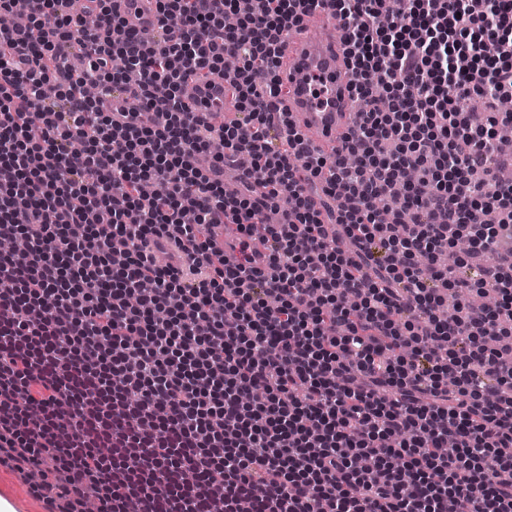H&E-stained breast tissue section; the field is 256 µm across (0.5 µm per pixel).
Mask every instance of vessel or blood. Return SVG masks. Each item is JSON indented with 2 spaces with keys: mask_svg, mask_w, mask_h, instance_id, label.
Segmentation results:
<instances>
[{
  "mask_svg": "<svg viewBox=\"0 0 512 512\" xmlns=\"http://www.w3.org/2000/svg\"><path fill=\"white\" fill-rule=\"evenodd\" d=\"M112 10L144 37L154 34L155 0H113ZM316 21L327 28L319 38L310 33ZM283 52L278 75L288 87L289 118L296 128L312 136L316 149L334 156L355 119L340 19L330 9L317 7L302 24L288 30ZM229 98L223 78L211 76L194 93L191 114L195 119L209 121L211 112H225Z\"/></svg>",
  "mask_w": 512,
  "mask_h": 512,
  "instance_id": "1",
  "label": "vessel or blood"
}]
</instances>
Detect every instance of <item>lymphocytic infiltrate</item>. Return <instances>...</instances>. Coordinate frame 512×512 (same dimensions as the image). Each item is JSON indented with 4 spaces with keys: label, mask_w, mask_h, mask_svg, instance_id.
<instances>
[{
    "label": "lymphocytic infiltrate",
    "mask_w": 512,
    "mask_h": 512,
    "mask_svg": "<svg viewBox=\"0 0 512 512\" xmlns=\"http://www.w3.org/2000/svg\"><path fill=\"white\" fill-rule=\"evenodd\" d=\"M82 2L0 0V467L57 512H512V0H156L155 42ZM320 3L371 100L331 160L277 75ZM205 72L235 120L187 111Z\"/></svg>",
    "instance_id": "1"
}]
</instances>
